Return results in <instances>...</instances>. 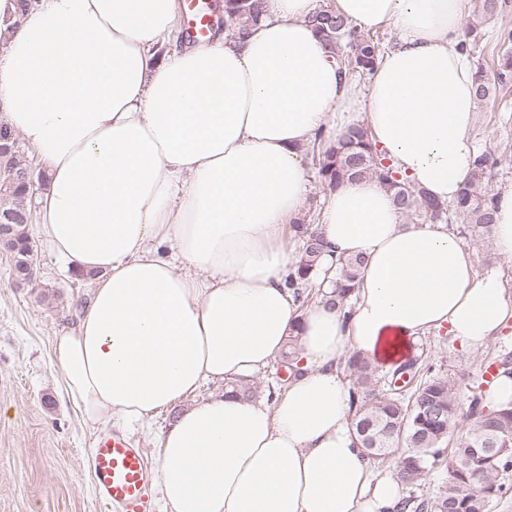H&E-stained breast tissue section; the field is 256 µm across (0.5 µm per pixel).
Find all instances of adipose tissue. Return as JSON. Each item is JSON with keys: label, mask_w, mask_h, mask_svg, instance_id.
Instances as JSON below:
<instances>
[{"label": "adipose tissue", "mask_w": 512, "mask_h": 512, "mask_svg": "<svg viewBox=\"0 0 512 512\" xmlns=\"http://www.w3.org/2000/svg\"><path fill=\"white\" fill-rule=\"evenodd\" d=\"M322 0H266L247 38L172 49L179 0H35L0 55V124L37 150L49 185L36 234L93 292L53 354L83 422L158 438L164 512H400L397 463L350 427L347 351L378 368L446 330L476 348L512 321L497 269L476 273L444 224H406L362 178L330 190L321 265L364 260L349 308L298 310L282 227L308 192L304 147L366 115L416 187L454 202L474 168L476 68L459 43L467 0H332L356 32L399 39L366 81L339 72L306 22ZM494 252L512 260V185L495 188ZM297 333L272 405L208 382L266 369Z\"/></svg>", "instance_id": "1"}]
</instances>
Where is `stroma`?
Listing matches in <instances>:
<instances>
[{"mask_svg": "<svg viewBox=\"0 0 512 512\" xmlns=\"http://www.w3.org/2000/svg\"><path fill=\"white\" fill-rule=\"evenodd\" d=\"M476 112L478 145L496 160L485 183L491 188L510 184L512 80L497 84ZM460 236L477 271L499 264L512 289V262L499 260L488 231L470 226ZM35 262V280L18 283L11 254L0 249V512H105L88 464L96 443L102 435L120 432L149 462H156V438L177 411H162L128 431L115 422L94 431L85 427L66 395L53 343L77 324L92 285L73 276L45 244L36 245ZM416 348L436 374L473 377L484 359L502 349L512 351V324L503 336L477 349L450 342L441 330L420 337Z\"/></svg>", "mask_w": 512, "mask_h": 512, "instance_id": "1", "label": "stroma"}]
</instances>
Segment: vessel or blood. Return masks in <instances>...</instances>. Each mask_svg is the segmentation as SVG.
<instances>
[{
	"label": "vessel or blood",
	"instance_id": "b4317fda",
	"mask_svg": "<svg viewBox=\"0 0 512 512\" xmlns=\"http://www.w3.org/2000/svg\"><path fill=\"white\" fill-rule=\"evenodd\" d=\"M184 12L191 42L209 43L214 16L208 0H184ZM90 467L99 497L115 512H149L154 470L140 449L116 433L103 437Z\"/></svg>",
	"mask_w": 512,
	"mask_h": 512
}]
</instances>
